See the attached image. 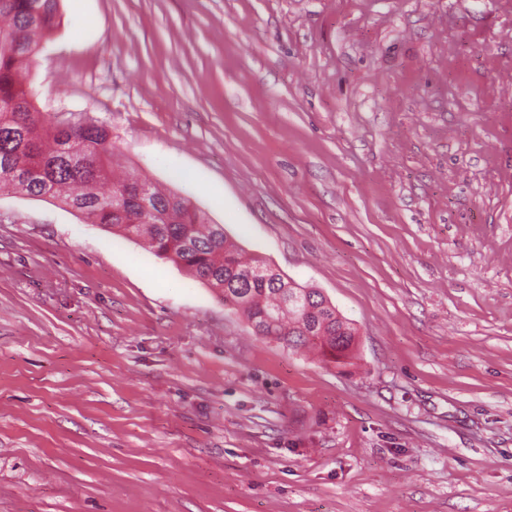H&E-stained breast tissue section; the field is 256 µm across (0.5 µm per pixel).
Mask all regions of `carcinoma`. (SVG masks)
I'll list each match as a JSON object with an SVG mask.
<instances>
[{
	"label": "carcinoma",
	"mask_w": 512,
	"mask_h": 512,
	"mask_svg": "<svg viewBox=\"0 0 512 512\" xmlns=\"http://www.w3.org/2000/svg\"><path fill=\"white\" fill-rule=\"evenodd\" d=\"M59 0H0V190L52 197L115 236L143 238L154 255L183 267L195 280L225 296H246L238 311L262 327L260 338L290 351L317 348L324 363L349 364L357 329L324 306L314 293L299 310L288 302V279H264V264L243 250L196 208L188 196L163 190L147 178L112 174V136L103 126L64 130L47 124L19 77L45 48L57 25ZM152 211L143 212L138 191Z\"/></svg>",
	"instance_id": "carcinoma-1"
}]
</instances>
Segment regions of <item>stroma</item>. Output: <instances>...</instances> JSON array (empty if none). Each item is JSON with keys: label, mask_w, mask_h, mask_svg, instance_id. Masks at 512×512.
I'll return each mask as SVG.
<instances>
[{"label": "stroma", "mask_w": 512, "mask_h": 512, "mask_svg": "<svg viewBox=\"0 0 512 512\" xmlns=\"http://www.w3.org/2000/svg\"><path fill=\"white\" fill-rule=\"evenodd\" d=\"M45 121L322 291L353 364L0 191V512H512V0H60Z\"/></svg>", "instance_id": "1"}]
</instances>
